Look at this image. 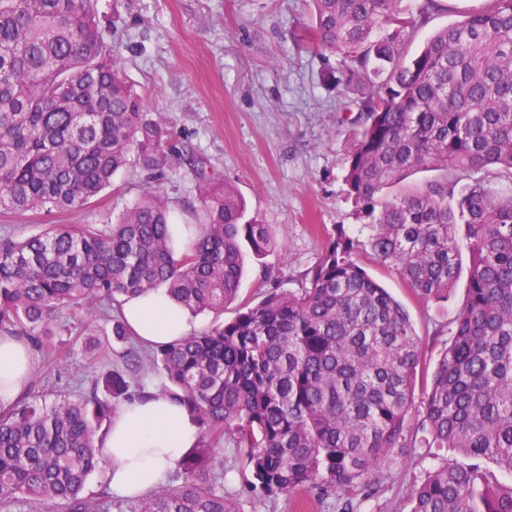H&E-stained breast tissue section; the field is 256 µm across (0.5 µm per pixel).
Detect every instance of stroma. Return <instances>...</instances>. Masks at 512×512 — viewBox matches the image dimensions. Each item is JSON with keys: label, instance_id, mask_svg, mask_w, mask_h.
Here are the masks:
<instances>
[{"label": "stroma", "instance_id": "1", "mask_svg": "<svg viewBox=\"0 0 512 512\" xmlns=\"http://www.w3.org/2000/svg\"><path fill=\"white\" fill-rule=\"evenodd\" d=\"M98 19L107 43L143 103L146 119L162 123L175 146L192 160L172 155L163 175L138 166L118 172L92 207L23 215L0 209V231L24 238L49 224H98L118 216L142 194L166 201L176 223L189 220L186 203L203 182H223L245 201L248 215L269 225L279 243L264 259H248L235 303H258L271 284L301 288L302 273L327 248L337 225L354 230L346 200V150L355 128L337 107L336 58L308 48L309 0H99ZM358 263L407 310L419 339L423 364L434 368L443 348L434 331L453 321L465 300L467 275H459L448 301L420 298L394 268L368 252ZM47 352L33 351L28 390L46 401L87 390L91 377L123 367L136 339L117 340L112 324L96 315L78 325L68 313L54 320ZM224 460V491L241 512H301L302 492L257 499L251 479L229 438L217 443ZM434 448H400L375 471L368 496L331 492L314 498L313 512H410L413 490L440 463Z\"/></svg>", "mask_w": 512, "mask_h": 512}]
</instances>
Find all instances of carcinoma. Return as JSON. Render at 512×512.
I'll use <instances>...</instances> for the list:
<instances>
[{
  "instance_id": "1",
  "label": "carcinoma",
  "mask_w": 512,
  "mask_h": 512,
  "mask_svg": "<svg viewBox=\"0 0 512 512\" xmlns=\"http://www.w3.org/2000/svg\"><path fill=\"white\" fill-rule=\"evenodd\" d=\"M309 47L339 57L342 111L357 127L345 193L363 221L344 226L293 291L272 286L224 323L246 253L273 251L267 225L246 218L233 188H199L188 245L171 248L157 196L106 224H52L0 237V332L46 344L65 310L79 320L113 307L112 336L129 339L122 302L156 288L210 328L147 352L200 428L179 486L127 505L84 494L96 442L115 407L134 399L126 373L95 378L52 403L25 393L0 409V512H241L224 495L213 438L229 436L250 468V492L295 489L355 496L398 448H446L512 475V0L483 7L408 43L443 9L422 0H310ZM96 19L94 0H0V209L89 206L131 164L161 171L171 148L144 119ZM443 177L394 192L418 170ZM470 256L466 299L411 422L421 349L409 315L359 266L370 251L427 300L446 301ZM412 512H512L479 464L443 461L413 492Z\"/></svg>"
}]
</instances>
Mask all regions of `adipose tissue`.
<instances>
[{"label":"adipose tissue","instance_id":"1","mask_svg":"<svg viewBox=\"0 0 512 512\" xmlns=\"http://www.w3.org/2000/svg\"><path fill=\"white\" fill-rule=\"evenodd\" d=\"M121 313L146 346L178 340L195 328L189 311L161 288L126 299ZM31 367L24 341L0 337L1 407L19 397ZM198 435L197 425L179 401L146 390L120 409L100 438L108 490L129 499L145 496L166 481Z\"/></svg>","mask_w":512,"mask_h":512}]
</instances>
